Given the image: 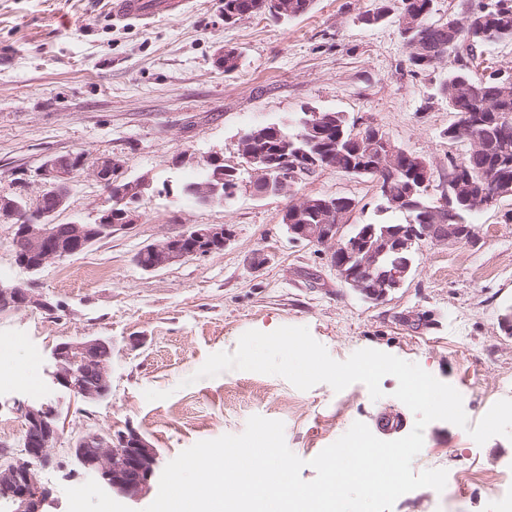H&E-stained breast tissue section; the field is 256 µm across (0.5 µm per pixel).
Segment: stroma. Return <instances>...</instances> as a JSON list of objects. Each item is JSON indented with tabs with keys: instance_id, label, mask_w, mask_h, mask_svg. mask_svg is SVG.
I'll list each match as a JSON object with an SVG mask.
<instances>
[{
	"instance_id": "stroma-1",
	"label": "stroma",
	"mask_w": 512,
	"mask_h": 512,
	"mask_svg": "<svg viewBox=\"0 0 512 512\" xmlns=\"http://www.w3.org/2000/svg\"><path fill=\"white\" fill-rule=\"evenodd\" d=\"M109 0H0V195L36 183L48 160L88 151L120 156L127 177H149L140 222L57 261L36 277L52 310L0 311V363L21 368L38 384L32 394L0 387V422L24 426L18 407L42 404L64 424L60 447L40 470L50 498L43 512H77L75 491L90 492L86 512H144L156 498L105 490L68 454L80 430L134 431L154 447L158 468L195 443L241 434L259 415L284 424L288 448L306 465L365 423L385 441L408 435L412 411L382 378L380 399L365 384L342 391L325 383L302 391L277 375L228 370L197 378L210 354L234 352L249 330L307 327L337 361L375 349L418 364L463 397L470 425L499 400L512 399V336L499 317L512 306V196L475 216L473 244H421L403 288L385 302L365 300L341 283L325 249L295 242L281 220L289 199L258 196L241 187L223 205L196 203L183 193L191 173L219 152L236 168L237 140L247 128L288 123L309 109L341 112L357 126L373 125L398 146L426 159L436 180L470 146L449 142L457 115L439 86L458 67L444 57L435 70L415 74L399 24L400 0H314L311 10L285 23L254 16L225 24L222 0H190L188 11L148 25L117 24ZM384 8V20L362 17ZM236 49L240 67L225 73L222 49ZM297 196L348 197L347 227L400 222L381 213L370 178L333 168L300 182ZM103 187L79 172L57 223L93 221ZM192 224H223L232 237L224 251L147 272L134 261L147 244ZM266 263L253 267L255 253ZM414 309L430 311L433 327L410 333L399 321ZM80 336L112 340V393L85 404L54 382L53 351ZM512 460L502 436L477 444L466 428L434 421L414 472L469 467L495 471ZM392 512H500L493 494L469 489L447 495L420 488L399 497Z\"/></svg>"
}]
</instances>
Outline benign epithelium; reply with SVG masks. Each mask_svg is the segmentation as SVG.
I'll return each instance as SVG.
<instances>
[{
  "mask_svg": "<svg viewBox=\"0 0 512 512\" xmlns=\"http://www.w3.org/2000/svg\"><path fill=\"white\" fill-rule=\"evenodd\" d=\"M325 116L309 112L301 120L307 137L322 130ZM248 135L240 134L239 155L248 163L250 181L269 183L276 195L295 189L296 184L312 175V171L296 164L287 167L278 159L268 163L255 156L249 148ZM223 157L212 154L203 166V173L194 186L200 197L214 195L224 183ZM86 171L103 188L107 199L96 211L94 223L56 222L70 196L74 175ZM124 173V162L117 156L99 154L91 163L76 160V154L56 157L46 162L39 173L40 182L33 196L0 197V222L21 224L23 229L14 244L15 263L31 277L59 259L83 252L103 237L132 228L141 215L138 203L150 187L146 176L125 179L119 187L112 177ZM119 197L123 209L112 207L113 197ZM335 212L327 213L328 223L288 224L291 239L306 241L325 248L331 267L338 279L351 286L364 299L383 302L391 292L403 286L411 264L397 263L390 269L380 266V258L388 251L411 248L416 235L431 242L445 244L453 239V227L430 224L421 229L400 230L383 237L380 246L358 245L347 241L342 234L343 224L333 223ZM231 232L224 224H197L186 231L162 241L149 244L141 252L150 261L141 265L145 271H158L196 257L224 250ZM46 309L48 303L33 288V280L0 281V310L26 308ZM402 325L411 332L432 323L431 315L419 309L401 315ZM53 379L68 389L81 402L90 404L107 399L112 392V340L99 336H84L55 347ZM20 413L26 421L24 440L25 460L14 459L12 451L0 448V491L15 506L13 512H42L49 497L41 483L38 470L51 460L62 429L50 410L39 404H22ZM72 456L103 485L136 497L154 474L156 454L150 443L139 433L130 432L118 438L103 430H85L77 434L70 445Z\"/></svg>",
  "mask_w": 512,
  "mask_h": 512,
  "instance_id": "benign-epithelium-1",
  "label": "benign epithelium"
}]
</instances>
